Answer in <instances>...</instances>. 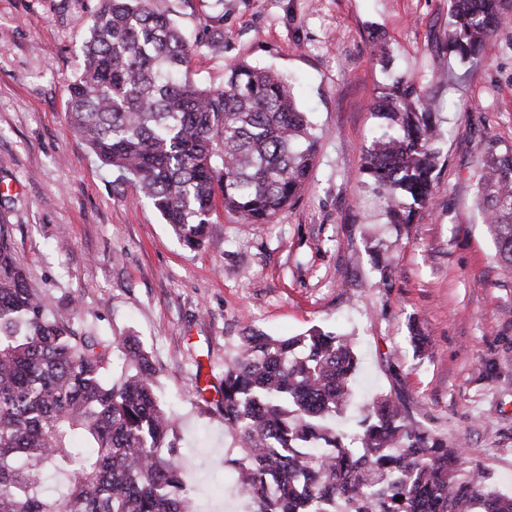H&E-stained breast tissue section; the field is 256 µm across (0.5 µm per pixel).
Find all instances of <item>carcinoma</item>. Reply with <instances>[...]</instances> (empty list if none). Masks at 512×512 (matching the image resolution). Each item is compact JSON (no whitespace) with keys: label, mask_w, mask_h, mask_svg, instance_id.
<instances>
[{"label":"carcinoma","mask_w":512,"mask_h":512,"mask_svg":"<svg viewBox=\"0 0 512 512\" xmlns=\"http://www.w3.org/2000/svg\"><path fill=\"white\" fill-rule=\"evenodd\" d=\"M448 49L479 54L512 18V0H450ZM165 0H100L70 89L68 118L93 156L134 185L190 250L208 241L221 205L267 224L306 185L318 152L311 125L280 72L244 60L224 86L198 83ZM386 127L366 173L394 224L433 198L439 137L415 82L375 104ZM477 194L496 258L512 273V144L490 137ZM77 309L52 312L29 286L0 225V512H192L173 414L157 368L129 337L73 329ZM125 370L110 375L109 347ZM350 337L319 328L247 336L224 370L217 411L237 442L228 460L253 512H512L489 472L375 398L360 430L336 426L351 398Z\"/></svg>","instance_id":"1"}]
</instances>
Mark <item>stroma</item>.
<instances>
[{
	"mask_svg": "<svg viewBox=\"0 0 512 512\" xmlns=\"http://www.w3.org/2000/svg\"><path fill=\"white\" fill-rule=\"evenodd\" d=\"M198 47L196 80L224 82L244 60L288 76L318 139L308 185L269 224L218 210L209 241L183 246L159 213L120 184L67 120L69 85L97 0H0V224L32 288L77 300L80 331L130 336L173 403L172 440L197 512H239L229 464L238 449L196 377L220 383L245 336L353 335L358 371L339 417L397 394L411 418L512 493V275L477 207L488 137L512 142V22L483 57L448 51L449 0H168ZM390 51L372 57L373 40ZM418 79L444 133L434 200L390 223L364 155L383 121L373 104ZM429 339L425 355L411 326Z\"/></svg>",
	"mask_w": 512,
	"mask_h": 512,
	"instance_id": "stroma-1",
	"label": "stroma"
}]
</instances>
